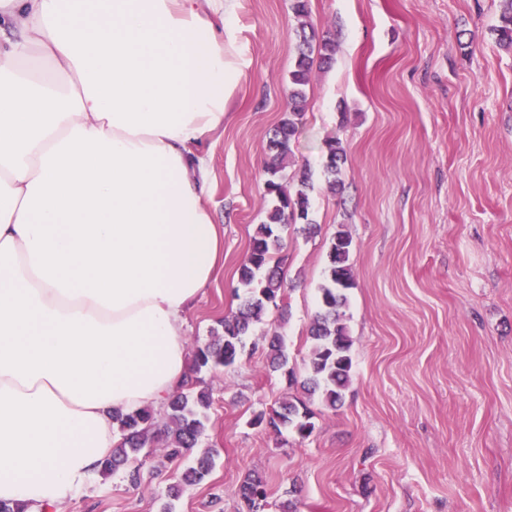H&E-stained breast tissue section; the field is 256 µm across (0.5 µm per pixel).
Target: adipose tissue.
Here are the masks:
<instances>
[{
    "label": "adipose tissue",
    "mask_w": 512,
    "mask_h": 512,
    "mask_svg": "<svg viewBox=\"0 0 512 512\" xmlns=\"http://www.w3.org/2000/svg\"><path fill=\"white\" fill-rule=\"evenodd\" d=\"M234 2L0 0V501L60 512L188 376Z\"/></svg>",
    "instance_id": "1"
}]
</instances>
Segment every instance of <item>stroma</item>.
<instances>
[{
    "label": "stroma",
    "instance_id": "1",
    "mask_svg": "<svg viewBox=\"0 0 512 512\" xmlns=\"http://www.w3.org/2000/svg\"><path fill=\"white\" fill-rule=\"evenodd\" d=\"M336 46L313 70L286 176L310 173L307 235L281 229L287 287L233 365L201 372L212 396L200 447L139 488L95 477L62 512H161L168 486L212 451V468L172 512H242L258 472L266 512H512V50L495 28L506 0H308ZM227 36L240 70L222 129L205 141L224 261L188 312L190 343L236 309L238 268L271 202L269 140L297 55L290 0H236ZM339 140L344 191L325 173ZM352 239L346 322L353 376L336 408L299 386L328 252ZM288 348L267 357V332ZM296 383H289V376ZM305 399L306 438L254 424ZM268 355L271 367L280 370L288 364L287 346L283 336L274 331L267 340ZM266 482L259 475L248 476L240 485L239 496L248 512H264L269 505Z\"/></svg>",
    "mask_w": 512,
    "mask_h": 512
}]
</instances>
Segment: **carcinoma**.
I'll return each mask as SVG.
<instances>
[{"mask_svg":"<svg viewBox=\"0 0 512 512\" xmlns=\"http://www.w3.org/2000/svg\"><path fill=\"white\" fill-rule=\"evenodd\" d=\"M499 44L512 48V0L500 17L496 28ZM335 44L329 38L317 34L312 24H300L298 52L294 69L290 72L291 89L288 95V116L284 117L270 140L273 151L267 167L268 179L265 191L272 201L267 222L257 226L250 240L248 255L238 269L239 284L246 288L249 297L239 308L224 316L222 332H216L210 340L194 348V367L199 371L208 366H229L244 347V340L252 332L255 322L264 311L277 305V299L284 292V282L278 272L276 255L283 247L278 228L302 221L299 231L313 234L316 225L309 220V198L307 189L310 176L301 171L297 176L296 188H290L282 175L291 155L290 143L295 136L296 121L305 109L306 87L316 62L328 64L333 60ZM326 171L332 177L330 184L342 188L343 182L336 179L344 161V150L340 142H326ZM352 241L342 231L336 236L329 252L328 284L321 288V301L311 327L313 340L308 376L300 382L303 391L313 396L320 394L324 403L336 407L342 399V392L348 385L352 372L350 350L352 339L346 324L342 321L341 309L347 304L345 290L353 285V271L350 264ZM271 367L283 369L288 364L287 346L284 337L274 332L267 340ZM199 380L192 379L186 388L172 395L164 403L163 428H157L154 410H139L113 415L118 432L112 455L106 458L100 470L103 476L121 471L132 487H138L144 480L146 459L153 455L149 443L156 436L164 440L165 457L177 459L202 442L207 419L206 411L211 405V395L206 389L197 388ZM312 413L304 402H284L280 409L269 413L260 412L254 423H267L276 431L281 428L294 430L305 438L312 434L314 424ZM211 455L206 453L197 460V465L187 469L182 476V486L190 487L199 483L209 472ZM239 496L247 512H265L268 506L266 482L259 475L248 476L240 485Z\"/></svg>","mask_w":512,"mask_h":512,"instance_id":"carcinoma-1","label":"carcinoma"}]
</instances>
